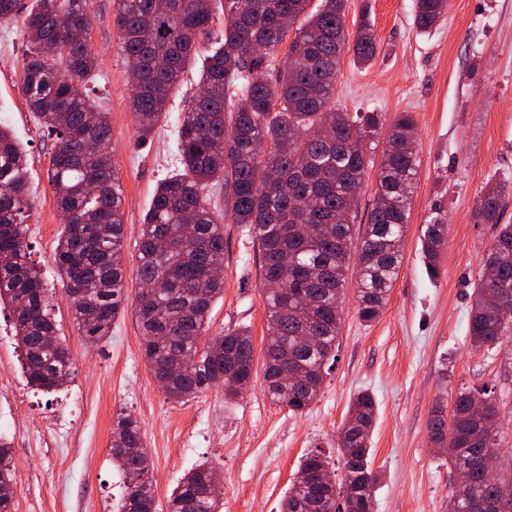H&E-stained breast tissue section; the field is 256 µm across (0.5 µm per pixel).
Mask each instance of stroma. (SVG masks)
<instances>
[{
  "instance_id": "1",
  "label": "stroma",
  "mask_w": 512,
  "mask_h": 512,
  "mask_svg": "<svg viewBox=\"0 0 512 512\" xmlns=\"http://www.w3.org/2000/svg\"><path fill=\"white\" fill-rule=\"evenodd\" d=\"M89 43L97 60L93 97L109 116L112 162L122 189L126 307L99 346L87 347L64 298L54 251L62 230L48 182L55 140L41 128L21 91L26 52L23 17L0 22V122L29 157L31 258L52 294L59 334L75 373L59 391L29 388L28 406L8 411L0 439L10 445L17 490L11 512H114L125 494L110 446L118 414L141 425L152 460L157 512L183 475L208 463L221 474L224 512H280L300 458L314 450L337 462L336 437L360 391L376 401L371 467L378 477L375 512H448L455 477L429 437L435 404L461 389L491 388L498 409L497 443L512 457V331L497 345L474 349L468 337L473 286L496 236L476 223L473 205L487 181L512 182V0H448L430 30L414 23L415 0H347L345 26L355 33L368 15L378 42L370 64L344 57L336 106L347 112L412 113L419 177L398 277L373 322L359 320L356 274L348 272L336 360L315 401L300 414L273 403L261 374L266 299L259 257L245 228L224 226V293L215 301L209 335L248 328L255 374L233 400L211 388L184 402L157 386L142 354L134 303L139 288L140 224L157 183L172 169L176 129L202 62L188 64L156 127L141 141L130 104L116 0H86ZM440 213L448 239L440 274L430 278L420 256L422 224ZM0 377L26 381L9 305L0 306ZM63 418L58 431L50 418Z\"/></svg>"
}]
</instances>
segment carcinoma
<instances>
[{"label": "carcinoma", "mask_w": 512, "mask_h": 512, "mask_svg": "<svg viewBox=\"0 0 512 512\" xmlns=\"http://www.w3.org/2000/svg\"><path fill=\"white\" fill-rule=\"evenodd\" d=\"M214 0H117L122 51L135 73L131 106L139 138L148 140L187 64L204 57L200 86L185 101L176 130L177 168L156 186L143 217L134 309L142 353L163 393L174 401L221 386L234 398L254 374V344L246 328L207 335L213 301L224 293L214 270L224 264V221L242 224L258 251L266 294L264 379L272 401L301 414L318 397L336 359L342 296L350 265L357 272L358 318L380 314L398 277L410 191L419 175L414 117L401 112L385 125L381 112L351 114L336 107V79L346 52L362 65L377 53L367 13L353 40L345 32L346 0H219L224 31L212 35ZM447 0H416L419 29L432 28ZM84 18V0H34L25 17L27 52L21 90L41 127L55 136L48 181L69 220L54 261L64 296L88 346L110 335L125 305L122 190L112 167L108 113L86 94L96 61L89 40L64 37L59 15ZM276 72L275 82L263 77ZM387 130L376 196L357 250L349 215L368 170L367 144ZM27 154L0 124V302L13 310L29 385L54 393L74 372L59 336L40 269L29 257ZM224 198H219V192ZM512 183L487 182L475 202L478 224L497 227L484 264L496 267L512 297V224L501 223ZM448 225L438 216L422 225L423 261L439 275ZM503 302L479 281L468 325L471 345L502 337ZM194 357L186 371L181 361ZM473 391L459 390L452 417L442 406L429 418L430 437L452 469L469 466L453 487L448 512H512V468L488 470L481 457L496 450L489 418L471 410ZM376 403L356 393L338 436L341 481L321 476L329 462L309 453L298 470L319 476L303 492L288 490L282 512H372L375 478L369 468ZM112 460L126 486L116 512H156L151 460L136 417L121 413L112 431ZM213 467L184 474L170 496L172 512H222L210 486ZM16 494L10 446L0 440V512Z\"/></svg>", "instance_id": "carcinoma-1"}]
</instances>
